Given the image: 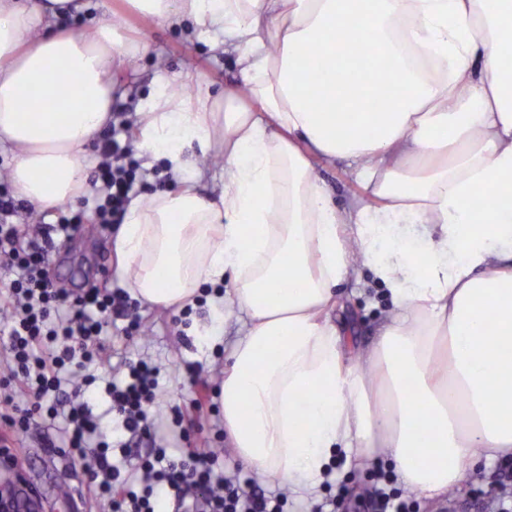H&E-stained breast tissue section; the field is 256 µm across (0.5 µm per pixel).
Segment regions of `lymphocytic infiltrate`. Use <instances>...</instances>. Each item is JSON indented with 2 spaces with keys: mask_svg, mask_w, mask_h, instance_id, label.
<instances>
[{
  "mask_svg": "<svg viewBox=\"0 0 512 512\" xmlns=\"http://www.w3.org/2000/svg\"><path fill=\"white\" fill-rule=\"evenodd\" d=\"M97 181L104 199L95 211L100 223H111L124 212L134 190L139 164L121 147L116 128H108L99 147ZM25 202L11 196L0 184V269L11 280L7 294L12 314L0 329L6 338L9 371L0 388L23 391V403L0 414L6 435L28 430L44 420L56 434L44 446L48 452L81 463L87 488L107 499L112 512H164L167 496H195L190 512H283L280 496L266 495L251 481L238 482L215 475V458L199 453L178 460L166 449L155 448L139 457L146 485L136 489L112 461L110 445L103 438L98 419L90 411V396L97 381L90 368L95 364L109 327L123 321L124 335H135L139 322L123 289H96L84 294L61 287L47 273L46 265L55 237H68L75 226L40 224L26 246H19L20 226L15 218L25 212ZM128 377L108 382L105 391L113 410L123 417L124 428L152 440L154 423L144 409L158 386V371L140 360L127 361Z\"/></svg>",
  "mask_w": 512,
  "mask_h": 512,
  "instance_id": "f902f5d3",
  "label": "lymphocytic infiltrate"
}]
</instances>
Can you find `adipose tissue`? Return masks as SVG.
Wrapping results in <instances>:
<instances>
[{
	"label": "adipose tissue",
	"instance_id": "obj_1",
	"mask_svg": "<svg viewBox=\"0 0 512 512\" xmlns=\"http://www.w3.org/2000/svg\"><path fill=\"white\" fill-rule=\"evenodd\" d=\"M126 3L223 31L247 86L143 99L140 149L179 174L185 147L220 148L223 191L132 199L112 241L116 275L151 306L187 307L231 279L226 301L249 321L220 392L236 456L299 486L318 484L334 453L382 452L426 497L478 458L512 457V0ZM81 9L0 0V143L14 196L39 210L84 193L112 72L149 49L108 22L58 27ZM363 65L387 91L376 111L362 106ZM27 98L42 110L22 112ZM316 155L348 160L365 196L334 205ZM417 225L437 239L412 240ZM355 245L395 311L376 348L349 357L328 307Z\"/></svg>",
	"mask_w": 512,
	"mask_h": 512
}]
</instances>
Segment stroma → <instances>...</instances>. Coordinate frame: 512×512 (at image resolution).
Returning <instances> with one entry per match:
<instances>
[{
    "mask_svg": "<svg viewBox=\"0 0 512 512\" xmlns=\"http://www.w3.org/2000/svg\"><path fill=\"white\" fill-rule=\"evenodd\" d=\"M85 2L82 30H92L99 21L112 16L117 18L123 35L146 41L150 46L146 57L113 76L118 91L112 110L125 122L122 137L126 141L135 138L142 99L165 81L171 88H179V75L185 69L203 74L214 95L238 84L234 55L210 51L202 42L188 41L181 31L131 13L125 0ZM313 169L337 204H345L362 191L343 160L318 159ZM91 208V203L81 198L64 211L48 210L38 215L42 224L56 223L62 215L79 217L80 227L73 239L49 254L51 277L69 283L76 291L101 282L103 273L115 266L110 245L113 231L96 223ZM355 262L358 273L337 295L331 319L343 335L351 338L356 350L369 351L379 340L390 301L363 256H356ZM210 294V289H203L197 306L186 311L137 306L135 313L141 320L139 334L128 339L119 328H110L108 340L112 345V358L101 364L99 370L118 378L125 372V359L151 361L159 369L157 395L148 408L150 417L162 425L158 445L175 448L177 456L182 458L200 448L215 450L217 470L244 479L252 477L253 472L235 457L229 444L219 391L232 349L246 335L248 324L233 308L216 312L208 301ZM96 387L92 410L114 430V462L119 464L125 457L149 454L147 442L119 431V417L107 414L104 382H97ZM202 391L207 394V403L200 425L177 423L178 414H192L193 403ZM44 440L43 430L34 426L18 434L12 446L16 455L26 461L23 472L27 483L40 492L43 512H73L71 503L61 498L59 488L64 484H81L84 476L82 472L66 468L62 459H49L43 448ZM501 468V462L480 459L471 465L462 484L447 493L425 498L407 488L403 497L417 503V512H480L478 505L490 501ZM389 469L388 461L382 457L359 471L346 470L344 463L334 460L329 464L321 488L267 481L262 482L261 487L283 496L284 512H311L317 504L333 506L335 512H377L376 490L381 483L376 474Z\"/></svg>",
    "mask_w": 512,
    "mask_h": 512,
    "instance_id": "35a3bbf8",
    "label": "stroma"
}]
</instances>
